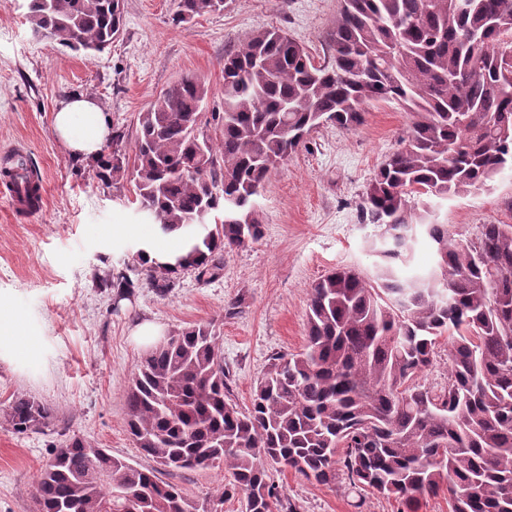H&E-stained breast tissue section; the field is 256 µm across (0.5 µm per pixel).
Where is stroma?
Segmentation results:
<instances>
[{"instance_id": "obj_1", "label": "stroma", "mask_w": 512, "mask_h": 512, "mask_svg": "<svg viewBox=\"0 0 512 512\" xmlns=\"http://www.w3.org/2000/svg\"><path fill=\"white\" fill-rule=\"evenodd\" d=\"M177 0H124V27L112 46L87 56L35 34L27 0H0V157L22 145L45 186L37 213L13 209L0 186V305L37 337V355L0 360V512H32L35 479L55 450L75 435L87 437L131 464L150 461L126 430L125 388L147 352L132 332L150 320L165 334L210 323L224 349L230 398L251 404L257 377L271 357L306 345L312 285L327 271L351 267L373 273L369 249L378 229L361 223L366 182L401 146L411 116L397 103L369 105L362 125H324L278 167L257 199L262 238L226 253L219 279L181 274L167 295L139 285L119 300L112 276L141 272L138 247L169 245V236L138 212L129 181L101 188L92 161L71 156L53 128L68 98L96 100L113 130L133 139L137 117L179 78L209 87L204 112L223 111L224 55L253 31L277 27L322 64L326 36L340 0H227L223 10L175 23ZM436 214L457 238L479 224H512V178L489 190L440 200ZM116 224L130 225L124 237ZM24 394L55 405L57 419L43 434H19L7 422L8 403ZM202 501L230 478L224 466L165 471ZM281 495L298 512H398L394 499L352 491L346 477L321 485L292 470L272 472Z\"/></svg>"}]
</instances>
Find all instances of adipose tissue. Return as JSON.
I'll use <instances>...</instances> for the list:
<instances>
[{"instance_id":"adipose-tissue-1","label":"adipose tissue","mask_w":512,"mask_h":512,"mask_svg":"<svg viewBox=\"0 0 512 512\" xmlns=\"http://www.w3.org/2000/svg\"><path fill=\"white\" fill-rule=\"evenodd\" d=\"M55 129L67 149L96 159L110 134L107 118L96 102L76 98L61 104L54 115Z\"/></svg>"}]
</instances>
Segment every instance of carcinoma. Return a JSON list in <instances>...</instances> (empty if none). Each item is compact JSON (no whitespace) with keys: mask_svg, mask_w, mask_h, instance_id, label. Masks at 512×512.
I'll return each mask as SVG.
<instances>
[{"mask_svg":"<svg viewBox=\"0 0 512 512\" xmlns=\"http://www.w3.org/2000/svg\"><path fill=\"white\" fill-rule=\"evenodd\" d=\"M33 30L75 52L103 51L123 26L122 0H29ZM224 8L177 0L173 21ZM331 61L315 65L279 29L252 32L224 54V111L204 118L209 89L183 76L96 161L109 188L134 182L138 210L179 232L175 263L147 264L166 295L179 275H219L224 253L262 238L254 198L312 130H349L374 102L410 112L403 146L374 173L359 214L380 234L372 277L343 267L312 287L304 350L274 356L251 407L228 398L224 350L211 324L174 332L149 350L125 392L135 447L167 470H231L218 503L245 512H296L268 465L323 485L343 473L357 492L393 498L400 512L448 491L450 512H512V224H479L462 240L427 197L487 189L512 169V0H342ZM220 123V142L209 133ZM434 254L411 268L415 245ZM448 337V386L416 382ZM17 433H43L55 411L17 395ZM139 512H206L155 468L136 467L75 435L35 481V512H105L122 496Z\"/></svg>","mask_w":512,"mask_h":512,"instance_id":"cac0c4a2","label":"carcinoma"}]
</instances>
